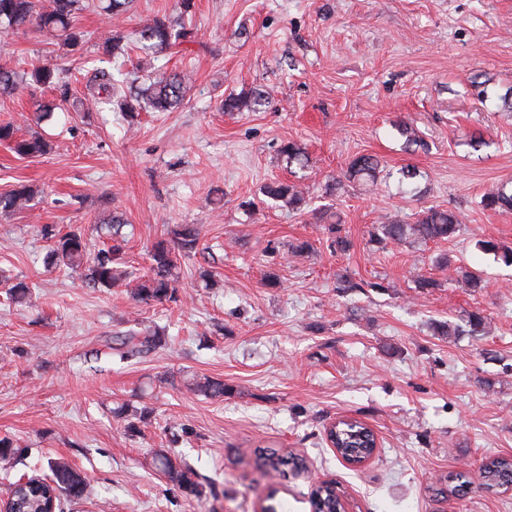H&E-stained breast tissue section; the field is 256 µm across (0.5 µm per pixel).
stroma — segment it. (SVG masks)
I'll return each mask as SVG.
<instances>
[{"mask_svg": "<svg viewBox=\"0 0 512 512\" xmlns=\"http://www.w3.org/2000/svg\"><path fill=\"white\" fill-rule=\"evenodd\" d=\"M177 11L178 0H135L120 22L79 13L89 39L68 99L36 85L0 97V122L51 145L22 158L0 143V194L36 191L29 209L0 214V270L31 288L21 303L0 288V438L25 450L0 469V500L54 458L96 491L65 512H261L271 494L287 512H311L320 480L334 482L346 512H512V490L461 495L449 480H477L488 458L512 456V266L476 247H512V213L480 205L512 185V110L502 104L512 0H195L192 42L112 62L125 77L184 73L178 109L131 119L79 109L105 36ZM63 54L35 27L0 39V63L20 72ZM251 88L268 104L222 111L225 96ZM400 121L421 147L408 148ZM289 141L307 168H286ZM360 154L377 156L387 179L327 193ZM409 164L422 173L413 183L400 175ZM276 180L298 183L306 206L264 204L259 189ZM430 206L462 212L450 240L373 242L379 224ZM326 210L347 251L332 247ZM116 216L124 267L138 274L155 241L197 228L196 257L174 271L175 300L140 304L123 285L86 287L84 269L45 267L42 226L82 229L95 251L111 246ZM304 241L309 251L293 255ZM443 256L484 288H462L438 266ZM271 273L280 287L266 286ZM421 277L435 287L418 288ZM474 311L485 335H442L440 324ZM157 328L162 343L147 355L123 360L111 348L115 333ZM203 378L223 381L225 396L194 392ZM344 417L377 437L365 464L327 441ZM260 448L293 452L305 468L269 472ZM160 449L196 472L201 498L154 466Z\"/></svg>", "mask_w": 512, "mask_h": 512, "instance_id": "stroma-1", "label": "stroma"}]
</instances>
